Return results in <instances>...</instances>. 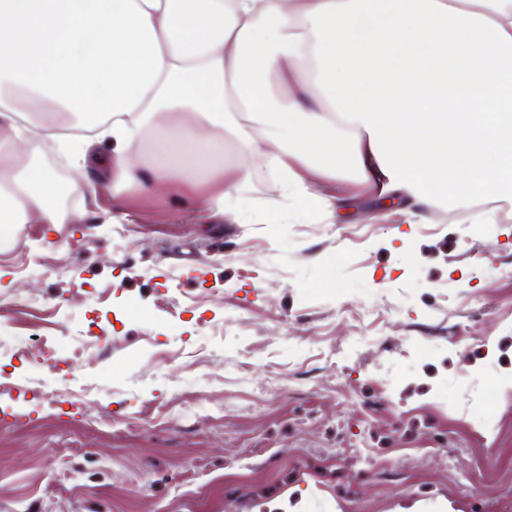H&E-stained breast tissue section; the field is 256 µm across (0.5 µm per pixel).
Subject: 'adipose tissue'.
Segmentation results:
<instances>
[{"mask_svg":"<svg viewBox=\"0 0 512 512\" xmlns=\"http://www.w3.org/2000/svg\"><path fill=\"white\" fill-rule=\"evenodd\" d=\"M29 140L27 152L17 141ZM81 178L175 196L239 221L263 147L282 198L334 218L311 178L440 203L478 224L512 199V0H0V224H71L38 164L43 142Z\"/></svg>","mask_w":512,"mask_h":512,"instance_id":"adipose-tissue-1","label":"adipose tissue"}]
</instances>
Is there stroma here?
Listing matches in <instances>:
<instances>
[{"mask_svg": "<svg viewBox=\"0 0 512 512\" xmlns=\"http://www.w3.org/2000/svg\"><path fill=\"white\" fill-rule=\"evenodd\" d=\"M314 189L347 220L261 175L237 223L103 186L0 240V512H512V221Z\"/></svg>", "mask_w": 512, "mask_h": 512, "instance_id": "1", "label": "stroma"}]
</instances>
